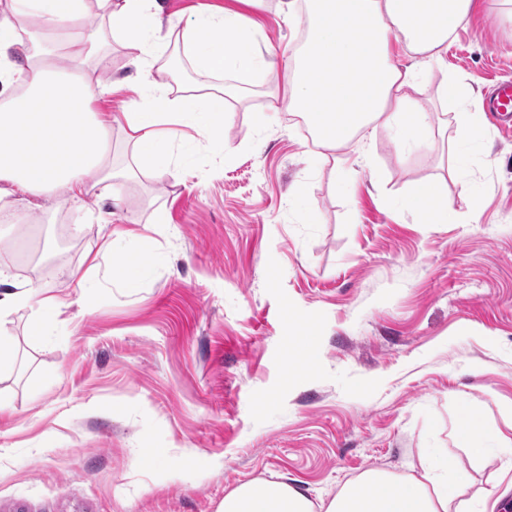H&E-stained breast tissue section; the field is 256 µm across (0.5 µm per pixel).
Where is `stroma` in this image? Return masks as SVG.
Returning a JSON list of instances; mask_svg holds the SVG:
<instances>
[{
  "mask_svg": "<svg viewBox=\"0 0 512 512\" xmlns=\"http://www.w3.org/2000/svg\"><path fill=\"white\" fill-rule=\"evenodd\" d=\"M165 50L131 67L106 18L90 17L85 64L112 115L114 165H132L126 113L145 84L171 97L236 87L211 139L176 140L168 167H133L119 203L64 197L8 204L26 224H0L10 273L67 295L62 342L31 336L24 308L4 329L20 367L0 376V512H217L225 494L267 479L327 501L364 472L420 475L445 454L466 496L512 512L498 459L476 460L455 437L457 414L481 415L491 448L512 446V131L485 123L470 174L446 160L456 111L438 87L471 78L467 111L512 81V0H476L444 53L409 95L431 113L418 146L377 127L373 163H352L347 188L313 163L316 146L288 108L299 27L281 0L250 10L275 79L242 69L199 77L195 17L225 0H160ZM270 112L266 128L256 116ZM415 181L437 189L448 224H424L398 199ZM318 211L302 223L296 199ZM112 212L97 223L98 211ZM157 256L140 288L120 286L101 246ZM314 333L317 363L302 338ZM152 454V469L140 465Z\"/></svg>",
  "mask_w": 512,
  "mask_h": 512,
  "instance_id": "1",
  "label": "stroma"
}]
</instances>
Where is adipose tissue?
<instances>
[{
	"label": "adipose tissue",
	"instance_id": "ef3b65f1",
	"mask_svg": "<svg viewBox=\"0 0 512 512\" xmlns=\"http://www.w3.org/2000/svg\"><path fill=\"white\" fill-rule=\"evenodd\" d=\"M474 0H304L297 19L305 39L291 69L290 102L316 137V165L331 166L336 149L365 144L380 126L411 140L423 130L426 111L414 110L407 93L425 68L441 64ZM159 0H12L0 17V201L62 193L79 202L105 194L109 182L127 178L112 166V121L94 108V86L82 65L91 44L81 31L89 13L108 17L130 62L150 67L161 50ZM40 19L56 51L34 50L16 58L19 26ZM194 40L199 74L255 67L270 74L260 52L257 25L246 12L225 9L196 17ZM408 65L397 64L398 56ZM150 103L127 115L126 138L139 162L164 169L180 126L204 139L224 124L222 92L169 98L151 89ZM483 125L467 112L456 127L454 169L469 174L465 152L480 143ZM432 184H413L401 197L404 211L444 224L448 211L434 205ZM35 306L36 336L58 335L68 301L41 296L32 284L15 281L0 257V323L16 310ZM468 475L448 455L430 459L423 479L400 480L371 470L345 485L323 508L300 489L263 479L225 495L217 512H473L462 496Z\"/></svg>",
	"mask_w": 512,
	"mask_h": 512
}]
</instances>
